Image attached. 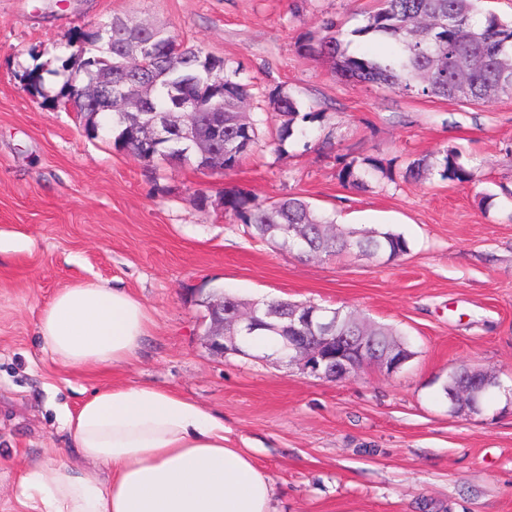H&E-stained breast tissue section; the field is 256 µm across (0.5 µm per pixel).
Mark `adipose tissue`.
<instances>
[{"label":"adipose tissue","instance_id":"ef3b65f1","mask_svg":"<svg viewBox=\"0 0 512 512\" xmlns=\"http://www.w3.org/2000/svg\"><path fill=\"white\" fill-rule=\"evenodd\" d=\"M148 326L128 292L84 282L55 294L38 336L64 365L113 369L136 356ZM60 421L81 461L23 467L17 512H273L271 477L231 447L223 416L172 391L107 386Z\"/></svg>","mask_w":512,"mask_h":512}]
</instances>
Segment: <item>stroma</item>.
I'll use <instances>...</instances> for the list:
<instances>
[{"label": "stroma", "mask_w": 512, "mask_h": 512, "mask_svg": "<svg viewBox=\"0 0 512 512\" xmlns=\"http://www.w3.org/2000/svg\"><path fill=\"white\" fill-rule=\"evenodd\" d=\"M374 0H0V485L27 462L71 454L58 419L109 382L164 387L224 417L228 437L274 481L276 512H512V96L490 106L389 93L339 79L297 41L333 18L359 26ZM163 24L229 59L252 85L250 113L276 90L325 118L309 139L259 147L231 175L145 162L87 137L20 75L57 68L77 30L114 16ZM477 178L405 182L407 160L443 146ZM395 172L343 186L337 156ZM297 195L342 227L390 229L409 250L379 264L305 259L251 238L222 189ZM105 281L145 305L148 334L128 365L74 370L43 351L38 320L61 288ZM340 308L388 326L413 358L332 382L271 349H209L202 297ZM499 386L473 415L442 387L460 365Z\"/></svg>", "instance_id": "35a3bbf8"}]
</instances>
